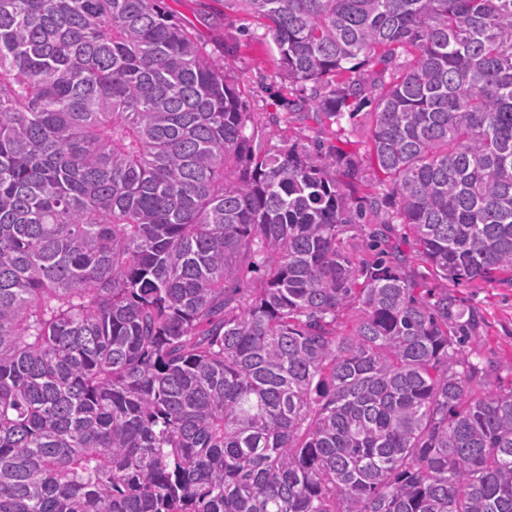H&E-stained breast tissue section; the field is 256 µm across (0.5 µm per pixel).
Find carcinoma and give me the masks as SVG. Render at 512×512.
<instances>
[{
	"label": "carcinoma",
	"mask_w": 512,
	"mask_h": 512,
	"mask_svg": "<svg viewBox=\"0 0 512 512\" xmlns=\"http://www.w3.org/2000/svg\"><path fill=\"white\" fill-rule=\"evenodd\" d=\"M159 2L0 0V512H512L477 313L387 225L353 263L357 163L262 147ZM224 2L337 132L376 91L414 256L512 278V0Z\"/></svg>",
	"instance_id": "obj_1"
}]
</instances>
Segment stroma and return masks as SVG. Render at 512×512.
Listing matches in <instances>:
<instances>
[{"instance_id": "stroma-1", "label": "stroma", "mask_w": 512, "mask_h": 512, "mask_svg": "<svg viewBox=\"0 0 512 512\" xmlns=\"http://www.w3.org/2000/svg\"><path fill=\"white\" fill-rule=\"evenodd\" d=\"M264 29L256 20L233 10L224 18V42L230 53L227 61L234 72L248 111L262 128L268 148L293 144L324 147L341 146L356 156L362 178L349 187L354 206L362 218L350 225L343 236L344 250L354 263L371 260L365 247L370 229L391 221L396 212L394 199L370 152V131L374 121L375 99L360 98L353 115L343 124L349 134L337 141L327 120L314 110H299L300 87L288 85L278 75L277 55L263 39ZM462 308L476 309L480 315L478 354L483 364L497 367L504 381H512V282L506 280L465 282L452 287Z\"/></svg>"}]
</instances>
